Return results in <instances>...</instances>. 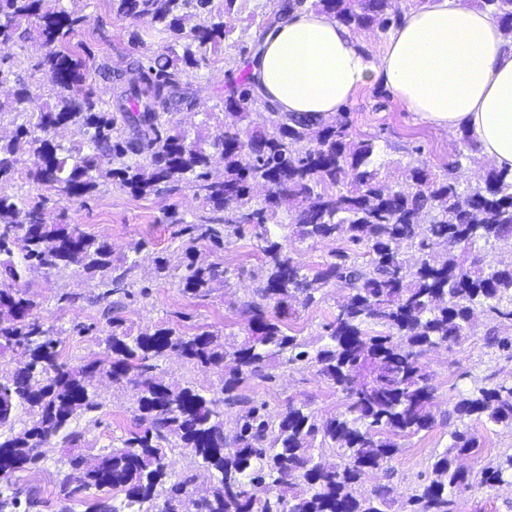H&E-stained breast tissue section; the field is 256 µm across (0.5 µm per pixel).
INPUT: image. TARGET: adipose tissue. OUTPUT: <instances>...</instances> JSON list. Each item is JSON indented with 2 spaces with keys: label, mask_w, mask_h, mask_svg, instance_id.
I'll use <instances>...</instances> for the list:
<instances>
[{
  "label": "adipose tissue",
  "mask_w": 512,
  "mask_h": 512,
  "mask_svg": "<svg viewBox=\"0 0 512 512\" xmlns=\"http://www.w3.org/2000/svg\"><path fill=\"white\" fill-rule=\"evenodd\" d=\"M251 75L281 112L330 117L366 86L383 85L422 120L467 130L481 155L512 171V34L463 0H427L403 12L380 54L309 5L266 33Z\"/></svg>",
  "instance_id": "adipose-tissue-1"
}]
</instances>
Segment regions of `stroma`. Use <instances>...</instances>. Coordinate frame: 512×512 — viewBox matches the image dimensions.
I'll use <instances>...</instances> for the list:
<instances>
[{
	"label": "stroma",
	"instance_id": "stroma-1",
	"mask_svg": "<svg viewBox=\"0 0 512 512\" xmlns=\"http://www.w3.org/2000/svg\"><path fill=\"white\" fill-rule=\"evenodd\" d=\"M58 6L83 18L74 40L83 44L87 52L85 86L102 100L111 98L110 72L125 68L129 62L157 56L166 46L165 40L157 35L149 22L116 16L109 0H59ZM237 7L239 19L224 51L209 66L189 72L182 79V89L192 105L174 112L173 119L189 134L203 130L207 113L220 111L226 84L243 79L246 74L244 64L258 48L261 31L254 18L268 11L267 0H239ZM134 30L139 31L140 41L131 40L130 33ZM43 52L34 36L12 48L10 65L16 77L0 84V102L12 101L15 80L19 77L30 85L38 102L51 101L50 83L32 69ZM345 109L352 120L353 138L375 140L379 148L377 161L390 176H400L408 165L420 161L438 168L454 158L457 135L421 121L381 86L364 87ZM172 209L189 224L197 223L204 213L193 188L187 184L172 191L134 197L106 183L92 195L64 201L58 209L48 211L47 221L82 225L85 231L106 239L118 256L129 253L135 242L144 240L151 253L167 256L176 264L182 256L184 239L179 236L177 226L166 219L167 211ZM196 250L227 268L226 284L209 298H193L184 295L170 282L156 279L151 262L142 261L134 279L138 286L147 288L148 294L126 301L120 315L128 326L139 328L175 323L189 333L200 325L225 334L238 332L242 321L239 302L254 288L251 273L261 263L252 229L244 228L241 235L232 238L224 248L200 241ZM25 284L40 303V316L53 325L63 357L72 362L93 358L100 350L99 328L105 323V305L97 301L98 290L93 283L87 282L79 268L72 266L49 274L30 272ZM63 292L72 293L74 300L59 310L55 307V298ZM345 294L343 284L330 285L323 302L287 318V326L300 336L315 333L331 320L337 301ZM474 321L473 336L446 348L432 349L424 356L436 389V421L431 429L406 440L403 451L395 460V498L412 493L423 481L432 456L447 448L450 442L446 419L448 408L460 393L470 388L472 380L493 369L498 381L512 383V363L502 359L489 360L483 345L487 330L494 328L500 335L508 336L512 334V323L494 320L481 311L476 312ZM76 323L92 325L93 330L85 336L73 334L72 326ZM97 392L101 409L80 417L75 423L83 433L78 451L88 458L118 445L120 438L135 424L133 388L121 391L102 381L97 385ZM245 392L266 402L274 414L284 411L291 403L309 404L321 416L342 409L340 395L324 384L314 369L306 366L280 370L273 384L252 381ZM43 453L45 462L41 470L17 472L13 482L22 490L36 491L40 504L30 512H58L61 479L65 472L61 460L65 448L56 438L44 446Z\"/></svg>",
	"mask_w": 512,
	"mask_h": 512
}]
</instances>
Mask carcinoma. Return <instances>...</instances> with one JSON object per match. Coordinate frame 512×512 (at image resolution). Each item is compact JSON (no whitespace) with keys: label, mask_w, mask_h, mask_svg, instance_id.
Masks as SVG:
<instances>
[{"label":"carcinoma","mask_w":512,"mask_h":512,"mask_svg":"<svg viewBox=\"0 0 512 512\" xmlns=\"http://www.w3.org/2000/svg\"><path fill=\"white\" fill-rule=\"evenodd\" d=\"M120 17L148 20L173 38L167 52L131 62L114 76L116 111L99 106L84 87L85 58L71 48L82 18L51 9L45 0H0V61L36 31L44 48L34 69L48 77L54 102L35 103L31 87L18 83L13 100L0 103V118L15 111L23 122L0 140V183L14 180L16 157L32 156L25 179L42 192L0 190V360L20 353L21 368H0V485L21 470H39L41 448L56 436L74 445L72 423L101 407L94 383L132 386L136 429L95 459L68 454L59 512L91 490L112 491L100 512H457L465 496L512 485V451L473 473L456 460L481 447L476 425L512 429V384L490 373L448 409L450 443L433 456L425 481L406 499L392 497V465L408 438L433 427L436 389L423 362L428 350L473 335L474 310L512 321V265L482 251L480 243L512 250V172L489 168L476 184L461 181L463 164L479 163V149L460 131L452 162L434 171L421 161L404 170L407 185L380 177L373 139L350 137V113L325 119L279 112L263 104L265 122L248 118L260 101L254 81L230 84L222 111L209 113L219 133L191 137L173 120L174 108L191 102L182 77L208 65L233 28L224 21L237 0H111ZM261 19L269 29L305 0H269ZM512 32V0H476ZM310 6L353 30H387L401 16L396 0H311ZM197 23L185 29L184 20ZM76 126L83 141L67 146L56 130ZM224 177L211 179L215 155ZM135 197L190 183L203 206L224 212L219 224H186L183 260L171 265L153 256L156 277L182 293L206 299L226 270L198 258L192 246L208 238L222 247L252 226L262 264L240 334L207 327L189 334L173 325L137 331L118 315L133 292L136 256H112L106 241L78 224H50L49 206L89 196L103 182ZM270 194L254 201L253 187ZM288 195L291 231L281 220L279 197ZM341 241L330 261L313 270L285 240ZM407 243L410 251L399 246ZM76 266L102 288L108 303L102 350L72 364L62 359L52 329L35 313L39 303L20 287L33 270L50 273ZM341 281L347 296L332 320L307 339L281 329V316L307 309ZM485 345L512 360V335L486 332ZM175 354L193 366L220 373L207 387L168 384L157 362ZM306 365L342 395L343 410L323 417L307 404L276 415L242 392L252 380L273 383L277 370ZM238 409L225 427L224 409ZM23 428L16 430L21 415ZM329 448L338 462L328 468L315 448ZM180 448L216 480L202 500L193 497L197 475L168 471L166 449ZM378 469L386 483L361 491Z\"/></svg>","instance_id":"cac0c4a2"}]
</instances>
